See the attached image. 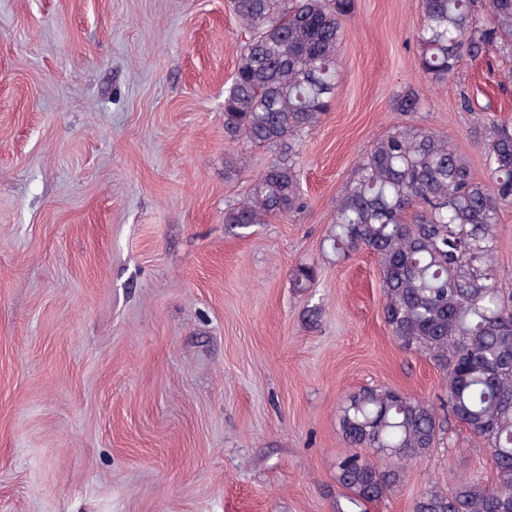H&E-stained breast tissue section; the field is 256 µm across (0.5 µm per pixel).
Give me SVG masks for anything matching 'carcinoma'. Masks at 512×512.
Returning <instances> with one entry per match:
<instances>
[{"label":"carcinoma","instance_id":"obj_1","mask_svg":"<svg viewBox=\"0 0 512 512\" xmlns=\"http://www.w3.org/2000/svg\"><path fill=\"white\" fill-rule=\"evenodd\" d=\"M248 29L224 97V139L274 147L279 157L224 212L246 229L302 207V136L330 110L340 83L342 20L354 0H231ZM416 62L427 82L448 83L464 60L494 54L501 83L512 80V0H420ZM422 93L401 91L394 110L415 113ZM484 176L445 136L395 127L363 154L336 200L326 242L341 255L368 250L382 271L381 312L405 350L427 355L442 374L443 408L488 450L493 483L462 479L414 501L412 512H512V295L496 283L498 212L512 206V123L480 122ZM309 265L292 274L301 290ZM338 428L353 452L337 465L347 490L336 512H362L404 482L405 466L430 455L445 421L428 401L386 386L363 388L339 407Z\"/></svg>","mask_w":512,"mask_h":512}]
</instances>
